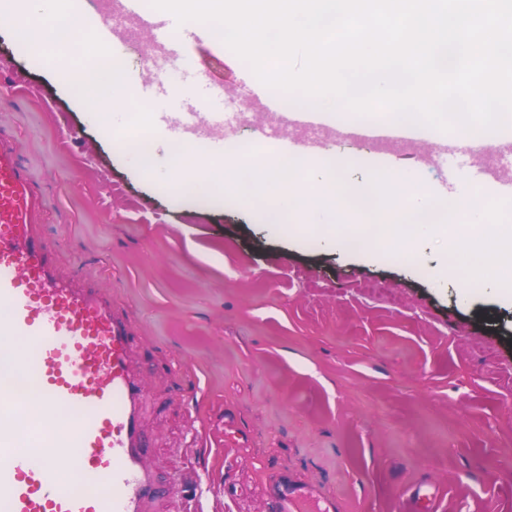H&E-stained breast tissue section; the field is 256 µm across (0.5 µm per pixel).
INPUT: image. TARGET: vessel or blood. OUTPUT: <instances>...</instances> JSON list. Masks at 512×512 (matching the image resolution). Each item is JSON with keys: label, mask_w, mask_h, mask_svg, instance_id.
Here are the masks:
<instances>
[{"label": "vessel or blood", "mask_w": 512, "mask_h": 512, "mask_svg": "<svg viewBox=\"0 0 512 512\" xmlns=\"http://www.w3.org/2000/svg\"><path fill=\"white\" fill-rule=\"evenodd\" d=\"M117 16L156 34L163 55H178L177 44L160 38L166 19L141 9L139 0H114L111 16H86L82 22L100 33L112 28ZM140 94L157 103L161 120L172 112L223 119L222 99L209 92L190 103L173 101L153 85ZM246 97L279 117L278 130L261 142L266 150L277 148L288 128L306 137L327 132L357 145H388L416 134L415 127L382 116L329 130L318 112L283 107L276 96L252 88ZM40 210V191L18 160L12 138L0 134V512H145L148 502L176 487L157 481L145 458L140 411L146 384L131 360L132 315L113 306L100 289L59 274L37 229ZM21 372L33 375L46 408L73 416L57 426L39 417L25 450L19 447L16 420L32 406L11 383ZM58 448L66 451L61 465L54 454ZM66 471L93 484V491L71 489L62 478ZM306 493L293 479L276 477L270 484L271 512H296ZM440 497L433 485H416L409 495L411 512H435Z\"/></svg>", "instance_id": "vessel-or-blood-1"}]
</instances>
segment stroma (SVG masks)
<instances>
[{"instance_id":"obj_1","label":"stroma","mask_w":512,"mask_h":512,"mask_svg":"<svg viewBox=\"0 0 512 512\" xmlns=\"http://www.w3.org/2000/svg\"><path fill=\"white\" fill-rule=\"evenodd\" d=\"M128 88L253 79L223 42L199 37L200 72L152 62L147 39H117ZM0 131L43 194L41 231L66 274L130 309L145 374L148 463L173 481L214 480L205 512H269L280 473L313 485L300 512H406L420 481L439 512H512V302L494 282L434 270L447 238L345 253L267 223L238 193L176 195L103 132L72 79L35 64L0 28ZM446 132L389 148L329 138L348 181L378 157L434 193L478 166ZM186 364L187 377L169 368Z\"/></svg>"}]
</instances>
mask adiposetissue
I'll use <instances>...</instances> for the list:
<instances>
[{
    "label": "adipose tissue",
    "mask_w": 512,
    "mask_h": 512,
    "mask_svg": "<svg viewBox=\"0 0 512 512\" xmlns=\"http://www.w3.org/2000/svg\"><path fill=\"white\" fill-rule=\"evenodd\" d=\"M57 8L58 0H0V25H8L17 44L41 62L47 41L32 18L54 13ZM75 79L82 89L83 104L101 126H109L112 113L125 110L127 96L120 69L96 74L85 71Z\"/></svg>",
    "instance_id": "1"
}]
</instances>
